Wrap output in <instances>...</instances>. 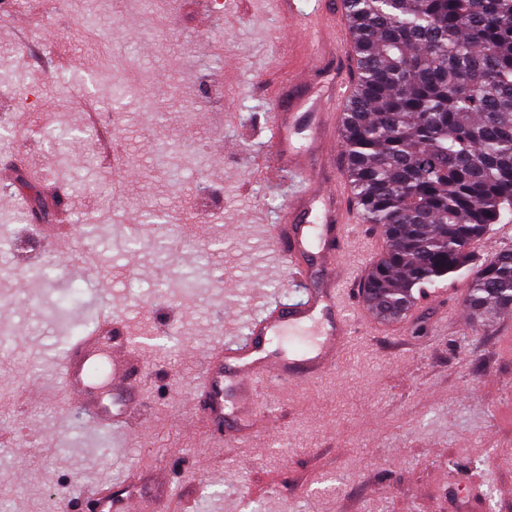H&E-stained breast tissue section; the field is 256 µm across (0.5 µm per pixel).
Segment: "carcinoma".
I'll list each match as a JSON object with an SVG mask.
<instances>
[{
  "label": "carcinoma",
  "mask_w": 512,
  "mask_h": 512,
  "mask_svg": "<svg viewBox=\"0 0 512 512\" xmlns=\"http://www.w3.org/2000/svg\"><path fill=\"white\" fill-rule=\"evenodd\" d=\"M358 79L342 134L352 193L385 251L363 297L383 320L466 277L472 317L512 311V0H346ZM512 247V223L493 224L491 229L473 247L479 259H488L504 247Z\"/></svg>",
  "instance_id": "carcinoma-1"
}]
</instances>
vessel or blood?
I'll use <instances>...</instances> for the list:
<instances>
[{"instance_id":"1","label":"vessel or blood","mask_w":512,"mask_h":512,"mask_svg":"<svg viewBox=\"0 0 512 512\" xmlns=\"http://www.w3.org/2000/svg\"><path fill=\"white\" fill-rule=\"evenodd\" d=\"M335 32L336 52L324 71V91L296 101L291 123L271 126L267 163L287 168L294 187L282 223L270 234L284 257L303 299L269 302L240 340L208 350L202 360L192 401L205 431L236 439L254 432L260 412L258 388L268 377L288 381L311 378L335 365L351 334L339 284L345 273L338 263L349 225L361 215L337 155H330L325 176L309 180L310 155L324 142L339 141L356 64L350 53V30L341 0L329 12H311L296 22L303 34L317 33L322 22ZM108 293L98 295L93 325L63 353L59 371L67 402L95 431L123 432L141 404L140 378L148 351L135 344L124 320L108 307ZM110 353L113 402H105L91 382V369L102 351ZM96 512H139L138 500L106 485L91 491Z\"/></svg>"}]
</instances>
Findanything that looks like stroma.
<instances>
[{"label": "stroma", "mask_w": 512, "mask_h": 512, "mask_svg": "<svg viewBox=\"0 0 512 512\" xmlns=\"http://www.w3.org/2000/svg\"><path fill=\"white\" fill-rule=\"evenodd\" d=\"M328 2L0 0V512H80L83 492L125 480L145 512H512V314L478 328L455 275L439 318L419 302L382 322L351 299L336 365L260 393L274 432L229 443L196 424L200 355L292 292L269 232L288 176L257 164L285 34ZM27 170L66 202L62 244L20 218ZM383 247L379 227L350 225L347 275ZM81 268L151 347L144 400L112 436L80 424L57 370L66 325L95 314Z\"/></svg>", "instance_id": "1"}]
</instances>
